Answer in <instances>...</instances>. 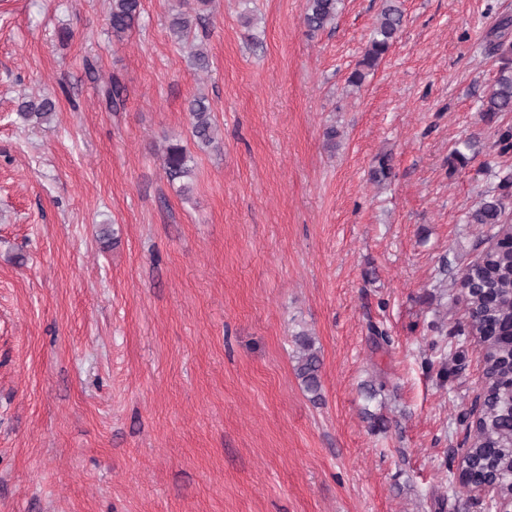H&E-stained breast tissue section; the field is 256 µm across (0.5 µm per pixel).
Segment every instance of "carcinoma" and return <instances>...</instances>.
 Here are the masks:
<instances>
[{"mask_svg": "<svg viewBox=\"0 0 512 512\" xmlns=\"http://www.w3.org/2000/svg\"><path fill=\"white\" fill-rule=\"evenodd\" d=\"M199 13L193 15L179 10L172 15L169 33L177 44H186L196 25L201 21V11L211 0H196ZM342 0H306L304 21L312 32L332 25L338 16ZM141 0H111L109 25L112 36L120 39L138 23ZM403 11L398 0H385L372 37L365 48L357 68L348 77V85L360 87L366 74L375 69L390 51L402 26ZM498 68L494 82L481 100L479 111L492 116L512 112V41L501 40L495 47ZM102 102L109 111L124 107V89L114 78L99 89ZM56 110V103L48 96H39L21 102L19 117L37 124L49 122ZM192 134L204 146L216 140V126L206 98L197 97L190 102ZM191 156L179 142H170L164 149L163 168L169 181L189 177ZM512 205V171L499 178L497 193L481 200L469 215L471 224L498 227L494 234L496 245L475 262L469 264L464 274L471 275L478 283V290L468 294L469 308L466 324L457 327L456 336H474L479 345L483 364L482 405L476 419L466 422V448L448 463V482L455 492L466 493L470 462L482 460L483 465L497 478L498 493L512 499V341L502 335L512 323V225L504 219L505 209ZM295 365L297 378L304 390L320 396L321 358L309 334L295 336Z\"/></svg>", "mask_w": 512, "mask_h": 512, "instance_id": "1", "label": "carcinoma"}]
</instances>
